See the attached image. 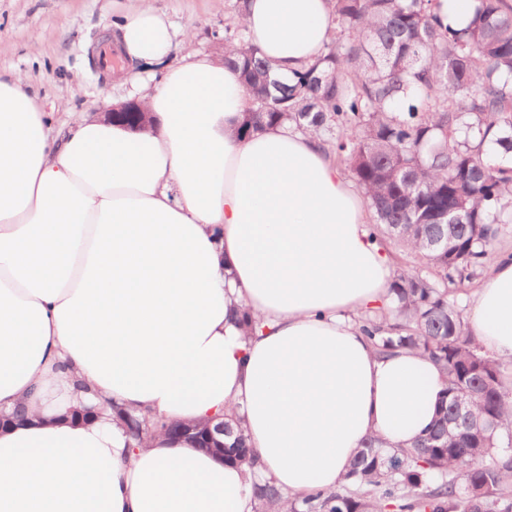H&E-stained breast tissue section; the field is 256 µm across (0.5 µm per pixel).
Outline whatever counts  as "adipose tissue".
<instances>
[{
    "mask_svg": "<svg viewBox=\"0 0 512 512\" xmlns=\"http://www.w3.org/2000/svg\"><path fill=\"white\" fill-rule=\"evenodd\" d=\"M244 24L285 75L333 28L327 0H248ZM113 26L118 84L166 66L134 91L152 131L54 124L21 76L0 77V412H23L0 429V512H253L243 469L163 432L133 450L118 424L65 418L90 403L168 422L236 412L262 478L336 490L365 439L421 435L447 386L358 328L392 278L364 198L316 135L242 134L238 72L173 57L165 13ZM468 327L512 361V258L473 291Z\"/></svg>",
    "mask_w": 512,
    "mask_h": 512,
    "instance_id": "ef3b65f1",
    "label": "adipose tissue"
}]
</instances>
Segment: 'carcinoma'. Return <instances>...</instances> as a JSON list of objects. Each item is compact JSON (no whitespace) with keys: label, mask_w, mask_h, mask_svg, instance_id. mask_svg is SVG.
Returning a JSON list of instances; mask_svg holds the SVG:
<instances>
[{"label":"carcinoma","mask_w":512,"mask_h":512,"mask_svg":"<svg viewBox=\"0 0 512 512\" xmlns=\"http://www.w3.org/2000/svg\"><path fill=\"white\" fill-rule=\"evenodd\" d=\"M246 2L224 22V58H234L248 95L242 131L285 121L314 128L366 195L371 235L429 269H398L386 307L362 315L360 330L381 354L428 356L448 381L411 448L368 440L345 484L294 496L288 512H512V385L454 297L512 223V0H473L471 18L455 26L438 0H330L329 42L290 77L249 44ZM137 419L140 431L128 435L136 444L167 427ZM225 428L235 438L227 462L260 469L241 423ZM254 498L273 505L282 493L257 483Z\"/></svg>","instance_id":"obj_1"}]
</instances>
